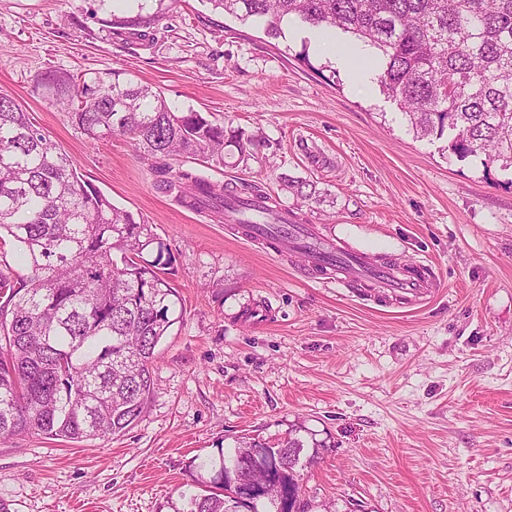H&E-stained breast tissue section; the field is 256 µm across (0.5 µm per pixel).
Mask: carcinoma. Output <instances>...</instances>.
<instances>
[{"instance_id":"1","label":"carcinoma","mask_w":512,"mask_h":512,"mask_svg":"<svg viewBox=\"0 0 512 512\" xmlns=\"http://www.w3.org/2000/svg\"><path fill=\"white\" fill-rule=\"evenodd\" d=\"M242 22L335 30L381 57L377 83L415 138L447 137L458 159L512 168V0H208ZM49 103L87 139L129 135L143 158L198 156L224 165L254 138L177 112L149 86L60 71L41 83ZM156 187L184 207L231 214L266 241L297 224L258 184L229 189L171 164ZM156 250L147 261L143 252ZM20 249L26 276L0 271V438L81 442L126 432L153 391L156 347L182 319L151 227L79 176L13 98L0 95V255ZM323 445L291 429L271 441L236 438L195 465L176 512H308L303 470Z\"/></svg>"}]
</instances>
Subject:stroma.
Returning a JSON list of instances; mask_svg holds the SVG:
<instances>
[{
    "label": "stroma",
    "mask_w": 512,
    "mask_h": 512,
    "mask_svg": "<svg viewBox=\"0 0 512 512\" xmlns=\"http://www.w3.org/2000/svg\"><path fill=\"white\" fill-rule=\"evenodd\" d=\"M142 14L150 24L134 26ZM319 37L270 36L209 0H0V94L151 225L183 307L125 434L0 439L11 512H173L196 459L292 424L326 444L304 471L311 512H512V172L415 138L377 82L315 50ZM54 70L116 73L255 137L248 160L180 164L260 184L318 238L422 267L428 288L383 295L181 206L135 141L88 140L43 98L37 81Z\"/></svg>",
    "instance_id": "obj_1"
}]
</instances>
